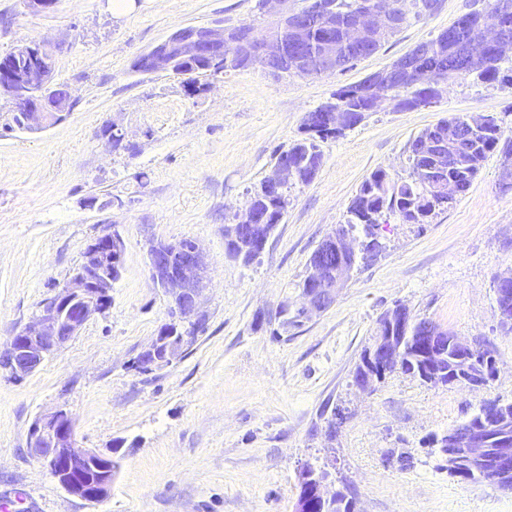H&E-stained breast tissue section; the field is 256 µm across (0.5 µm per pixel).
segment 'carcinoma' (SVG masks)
Listing matches in <instances>:
<instances>
[{"label": "carcinoma", "mask_w": 512, "mask_h": 512, "mask_svg": "<svg viewBox=\"0 0 512 512\" xmlns=\"http://www.w3.org/2000/svg\"><path fill=\"white\" fill-rule=\"evenodd\" d=\"M322 13L312 25L311 41L306 46L297 47L290 40H285L288 53L310 55L323 42V35L329 33L336 40L342 55V62L336 70L343 71L355 61L374 54L382 44L397 33L410 18L418 19L431 14L437 0H389L396 15L395 26L375 41L354 44L346 39V27L349 25L363 0H320ZM461 21H456L446 29V35H438L429 41L433 47L435 64L441 68L446 78L471 77L474 80L493 84L504 82L512 84V66L503 67L506 59L495 55L474 66L464 54L463 43L468 34L458 31ZM243 66H232L214 61L180 62L170 73L186 76L187 86L194 91L204 89L212 79L229 71H238ZM390 94L399 98V106L411 110L427 107L437 103L434 90L421 82L414 74L402 73L397 76ZM12 112L3 130L12 131L21 128L20 115L25 112L27 102L11 99ZM334 107L351 113V126H356L370 108L369 100L361 84L342 86L333 94V100L315 109L322 113ZM303 136L295 140L288 150L281 152L276 163L286 162L295 172V180L284 186L280 194L272 195L268 187L269 177H264L249 191L250 205L259 215L265 217L268 230H274L281 223L290 202L291 189L298 185H308L317 176L324 160L321 143L336 137V133L327 127L311 129L302 127ZM444 136L448 143V161L445 162L448 181L454 183L453 194L439 189L435 181L434 169L438 168L434 151L427 146L438 137L435 127H427L410 142L408 151V174L405 177L393 175L383 168L372 171L362 182L358 192L348 208L347 222L336 228V236L350 237L356 226H362L363 239L358 242L357 262L367 264L375 260L385 249L382 242L381 228L389 224L394 217L402 224H428L434 215L448 209L465 194L483 167L487 157L495 152L502 156L501 171L512 169V140L503 138V131L495 118L484 123L473 124L470 117L455 114L444 120ZM337 253H325L315 249L310 257L306 275L298 284L300 288H310L316 281V270L321 265L337 263ZM411 331L414 341L404 342V372L431 387H446L452 379L468 376L469 372L479 368L485 370L489 379H494L493 368L488 360L481 357L473 361L460 358L457 349L450 348L448 356L453 368L451 374H444L436 379L428 371L425 361L420 358L418 345L424 337L430 335V328L438 325L424 318L411 317ZM335 505L322 507L317 503L313 512H356L355 498L339 491L335 494Z\"/></svg>", "instance_id": "carcinoma-1"}]
</instances>
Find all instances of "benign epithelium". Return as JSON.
Wrapping results in <instances>:
<instances>
[{
	"instance_id": "1",
	"label": "benign epithelium",
	"mask_w": 512,
	"mask_h": 512,
	"mask_svg": "<svg viewBox=\"0 0 512 512\" xmlns=\"http://www.w3.org/2000/svg\"><path fill=\"white\" fill-rule=\"evenodd\" d=\"M288 0H262L263 9L275 20L267 33L257 37L247 24L232 28L212 25H188L179 28L166 39L140 54L134 61L135 69L143 74H156L169 70L175 63L193 61L209 55L224 57V39L234 33L238 55L249 66H259L277 76L288 70L312 73L307 58L288 59L283 49L281 34L286 32L296 43L307 40L310 31L309 17L320 11L315 7L307 13L288 9ZM393 24L388 7L381 0H372L357 15L351 28V38L363 43L377 37ZM502 55L512 54V40L488 39L475 41L470 46L473 59L485 56L487 48ZM20 56L30 60L25 69L8 74L0 81V95H12L29 101L23 118V128L40 131L54 126L70 115L68 107H57L46 102L49 93L50 70L53 52L45 44L21 47ZM265 225L256 223L251 208H246L238 224L225 234L228 241H237L247 233L257 234L265 240ZM125 245L116 233L96 236L83 252L80 264L66 283L47 298L23 326L0 350V370L14 380H22L56 353L81 328L96 315L112 305V286L119 279ZM149 272L153 283L168 295H177L180 301L169 308L170 320L163 325L161 337L154 338L139 354V365L149 368L162 367L177 358L189 343L183 331L185 319L200 318L201 298L208 282V266L200 244L195 240H147ZM347 268L341 264L321 271V286L301 289V304L288 300L281 307L295 310L302 319L330 307V301L347 283ZM443 337L433 335L421 345L422 357L439 364L443 359ZM392 366L402 370V362L395 348L378 341L368 350L359 377L358 387L366 390L384 378L385 369ZM484 420L478 425L452 431L441 441L448 449V470L458 468L468 461L482 464L486 481L502 489L511 490L512 483V420L501 417V402L497 398L484 401ZM494 422L498 433L488 437V422ZM29 448L43 462L58 484L70 495L89 503H98L112 488V456L78 444L74 423L62 409L39 416L29 433Z\"/></svg>"
}]
</instances>
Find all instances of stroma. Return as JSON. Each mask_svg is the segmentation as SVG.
<instances>
[{"label":"stroma","instance_id":"35a3bbf8","mask_svg":"<svg viewBox=\"0 0 512 512\" xmlns=\"http://www.w3.org/2000/svg\"><path fill=\"white\" fill-rule=\"evenodd\" d=\"M476 0H438L375 54L322 76L276 79L231 71L189 95L181 78L132 71L134 58L189 24H251L259 0H56L48 10L0 0V55L54 45L55 77L79 102L61 123L0 130V346L26 325L105 231L125 243L112 305L20 382L0 375V505L9 512H294L299 476L313 465L324 489L349 488L358 512H512V492L448 475L436 441L482 401H512V332L495 316L493 278L512 272V191L490 155L466 194L430 223L391 221L386 249L352 273L335 302L283 327L313 251L339 224L362 181L383 167L403 176L422 129L455 113L495 116L512 138V86L449 80L432 106H383L328 139L314 181L291 202L264 251L243 262L224 227L250 188L298 139L307 112L339 87L435 38ZM118 124L138 144L113 150ZM192 239L205 254L203 328L170 364L132 363L168 318L145 239ZM459 337L490 341L496 375L483 388L430 387L396 372L363 391L353 383L381 315L395 305ZM64 409L79 444L111 453L109 496L68 494L32 453L37 417Z\"/></svg>","mask_w":512,"mask_h":512}]
</instances>
